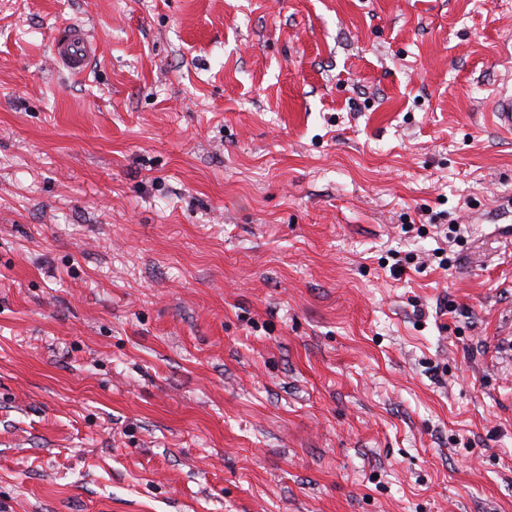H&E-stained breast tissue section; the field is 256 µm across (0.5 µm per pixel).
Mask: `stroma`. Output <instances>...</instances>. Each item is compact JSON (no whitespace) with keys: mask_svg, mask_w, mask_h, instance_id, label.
<instances>
[{"mask_svg":"<svg viewBox=\"0 0 512 512\" xmlns=\"http://www.w3.org/2000/svg\"><path fill=\"white\" fill-rule=\"evenodd\" d=\"M510 36L0 0V512H512ZM53 57L71 74L83 72L92 57L86 30L81 26L64 29L53 41ZM503 65L506 69L504 83L490 106V112L499 130L512 133V51L507 54Z\"/></svg>","mask_w":512,"mask_h":512,"instance_id":"obj_1","label":"stroma"}]
</instances>
